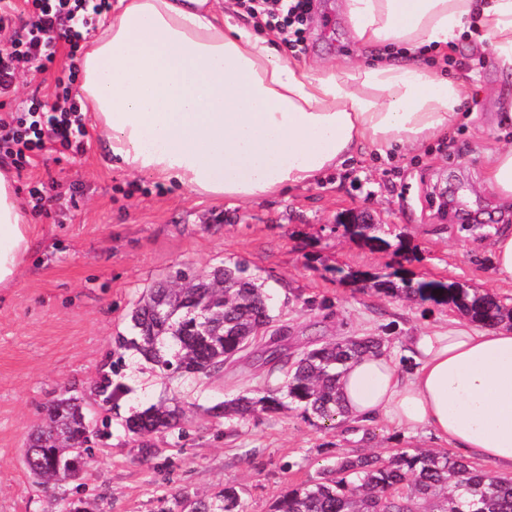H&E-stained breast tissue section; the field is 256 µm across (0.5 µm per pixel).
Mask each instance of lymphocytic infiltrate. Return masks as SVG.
I'll use <instances>...</instances> for the list:
<instances>
[{
    "label": "lymphocytic infiltrate",
    "instance_id": "1",
    "mask_svg": "<svg viewBox=\"0 0 512 512\" xmlns=\"http://www.w3.org/2000/svg\"><path fill=\"white\" fill-rule=\"evenodd\" d=\"M240 4L259 24L283 33L287 51L302 50L313 0H240ZM109 7V0H0V32L8 35L0 45V156L16 172L55 153L84 152L82 117L88 104L69 93L78 73L74 57L95 16ZM62 48L70 62L57 72L59 95L47 101L34 94L18 107L7 108L1 98L12 92L21 74L45 71Z\"/></svg>",
    "mask_w": 512,
    "mask_h": 512
}]
</instances>
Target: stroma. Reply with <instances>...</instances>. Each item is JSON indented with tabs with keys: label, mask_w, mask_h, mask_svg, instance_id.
I'll use <instances>...</instances> for the list:
<instances>
[{
	"label": "stroma",
	"mask_w": 512,
	"mask_h": 512,
	"mask_svg": "<svg viewBox=\"0 0 512 512\" xmlns=\"http://www.w3.org/2000/svg\"><path fill=\"white\" fill-rule=\"evenodd\" d=\"M304 37L305 60L370 56L347 37L339 0H316ZM425 60L452 75L465 63L475 70L468 110L448 131L386 158H354L276 196L216 200L108 167L93 125L84 154L17 177L20 188L54 180L59 199L33 215L18 282L0 289V512H186L184 497L211 500L227 487L246 512H272L283 491L316 478L336 455L440 449L422 431L383 420L327 428L294 407L246 423L214 418L210 407L265 377L260 354L209 378L163 375L126 344L143 291L180 271L234 262L265 284L294 357L317 340L373 335L398 360L414 336L447 328L457 309L405 298L408 279L455 283L511 308L512 286L494 277L491 241L512 227V203L477 189L488 157L512 145L491 93L502 80L491 56L475 57L462 41ZM443 187L455 192L444 216L434 204ZM464 210L480 215L483 231L462 230ZM350 211L369 212L384 231L367 240L338 224ZM105 375L125 388L117 402L96 391ZM70 396L94 413L100 436L78 479L36 484L24 463L28 437L50 404ZM160 402L185 414L141 447L125 421Z\"/></svg>",
	"instance_id": "stroma-1"
}]
</instances>
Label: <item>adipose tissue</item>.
I'll return each instance as SVG.
<instances>
[{"instance_id":"adipose-tissue-1","label":"adipose tissue","mask_w":512,"mask_h":512,"mask_svg":"<svg viewBox=\"0 0 512 512\" xmlns=\"http://www.w3.org/2000/svg\"><path fill=\"white\" fill-rule=\"evenodd\" d=\"M340 10L354 43L410 58L287 61L214 0H119L81 61L108 159L199 195L249 201L309 185L360 151L384 157L442 134L470 88L413 51H444L464 35L512 78V0H341ZM29 229L0 171L2 288L17 282ZM408 356L409 376L384 354L348 365L339 380L347 420L426 428L512 474V322L452 318L444 334L417 337Z\"/></svg>"}]
</instances>
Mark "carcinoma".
I'll list each match as a JSON object with an SVG mask.
<instances>
[{
	"instance_id": "cac0c4a2",
	"label": "carcinoma",
	"mask_w": 512,
	"mask_h": 512,
	"mask_svg": "<svg viewBox=\"0 0 512 512\" xmlns=\"http://www.w3.org/2000/svg\"><path fill=\"white\" fill-rule=\"evenodd\" d=\"M234 278L204 280L181 288L159 284L146 290L132 315L135 337L129 344L162 372L177 364L187 374L211 376L253 345L270 346L285 339L286 329L273 327L262 285L239 263L224 266ZM409 298L446 303L483 325L512 320V309L488 293L469 292L448 284L426 288L405 283ZM385 352L376 336L343 337L313 345L296 357L277 347L266 349L269 369L259 386L212 408L215 416L252 419L263 412L296 404L322 421L344 414L338 380L349 363ZM103 401L124 393L105 376L99 385ZM178 406L152 405L126 421L135 437L176 426ZM82 402L62 398L48 409L46 422L34 431L25 449V465L39 484L77 477L78 460L89 451L90 431ZM220 505L202 498L193 512H245L237 493L226 488ZM274 512H512V475L492 474L444 451L414 454L399 448L387 457L338 456L320 476L285 491Z\"/></svg>"
}]
</instances>
